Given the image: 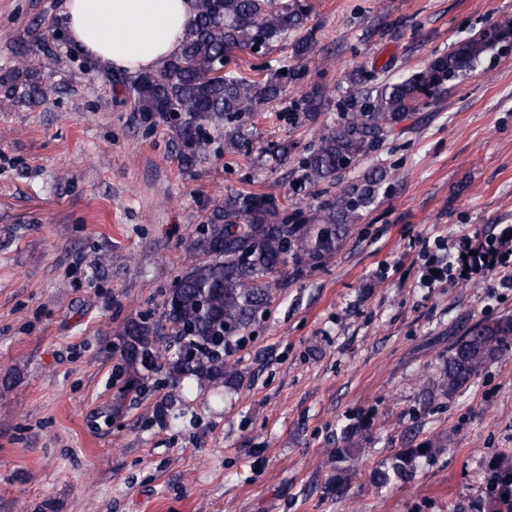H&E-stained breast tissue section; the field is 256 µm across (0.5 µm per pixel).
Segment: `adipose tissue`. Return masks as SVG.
Segmentation results:
<instances>
[{"mask_svg": "<svg viewBox=\"0 0 512 512\" xmlns=\"http://www.w3.org/2000/svg\"><path fill=\"white\" fill-rule=\"evenodd\" d=\"M196 0H65L74 44L99 63L155 71L181 47Z\"/></svg>", "mask_w": 512, "mask_h": 512, "instance_id": "1", "label": "adipose tissue"}]
</instances>
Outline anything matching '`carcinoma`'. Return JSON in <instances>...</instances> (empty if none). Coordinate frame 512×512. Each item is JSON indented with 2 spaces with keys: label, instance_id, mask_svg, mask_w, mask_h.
<instances>
[{
  "label": "carcinoma",
  "instance_id": "carcinoma-1",
  "mask_svg": "<svg viewBox=\"0 0 512 512\" xmlns=\"http://www.w3.org/2000/svg\"><path fill=\"white\" fill-rule=\"evenodd\" d=\"M306 0H196L194 16L186 23L182 51L156 72L129 79L111 77L117 87H129L133 111L152 124L164 122L174 130V149L189 169L212 151L211 132L224 131V146H244L234 123L262 112L280 98L302 74L291 66L261 78L237 72L229 65L235 52L263 56L273 43L293 35L297 59L312 54L313 33L306 29ZM512 46V19L458 42L432 59L412 77L383 83L349 100V112L339 126L325 125L302 159L301 180L315 184L333 181L337 174L365 154L410 112L431 105L448 84L464 77L480 58L497 46ZM45 89L37 71L25 62L0 75V105L31 104ZM327 105L326 91L312 85L301 96L297 111L315 121ZM374 195L373 183L344 188L336 201L319 207L310 224H290L279 204L258 193L230 191L215 204L206 221L189 234L191 250L204 255L169 289L162 319L172 342L161 348L158 326L146 319H128L115 327L128 376L117 397L140 389L139 370L163 363L173 387L185 379L202 391L215 382L235 386L242 380L229 360L240 335L265 311L280 287L281 268L316 265L336 252L347 227L359 218ZM512 345V317L476 323L448 345L439 379L430 397H450L465 388L503 350ZM361 425L340 428L332 462L336 463L338 495L346 490L347 473L361 464ZM448 450V439L430 436L400 449L387 465L370 472L369 482L388 487L409 481L422 462ZM491 477L485 498L472 512H512V451H501L489 462Z\"/></svg>",
  "mask_w": 512,
  "mask_h": 512
}]
</instances>
